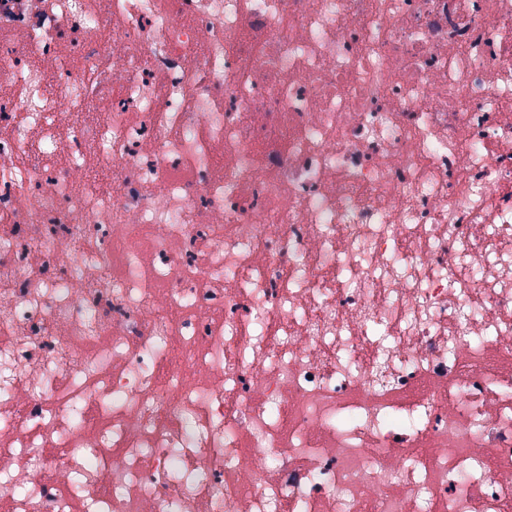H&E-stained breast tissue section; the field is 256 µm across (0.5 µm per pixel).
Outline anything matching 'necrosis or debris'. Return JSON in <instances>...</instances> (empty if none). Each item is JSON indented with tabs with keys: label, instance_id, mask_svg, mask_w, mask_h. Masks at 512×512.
Returning <instances> with one entry per match:
<instances>
[{
	"label": "necrosis or debris",
	"instance_id": "obj_1",
	"mask_svg": "<svg viewBox=\"0 0 512 512\" xmlns=\"http://www.w3.org/2000/svg\"><path fill=\"white\" fill-rule=\"evenodd\" d=\"M0 512H512V0H0Z\"/></svg>",
	"mask_w": 512,
	"mask_h": 512
}]
</instances>
